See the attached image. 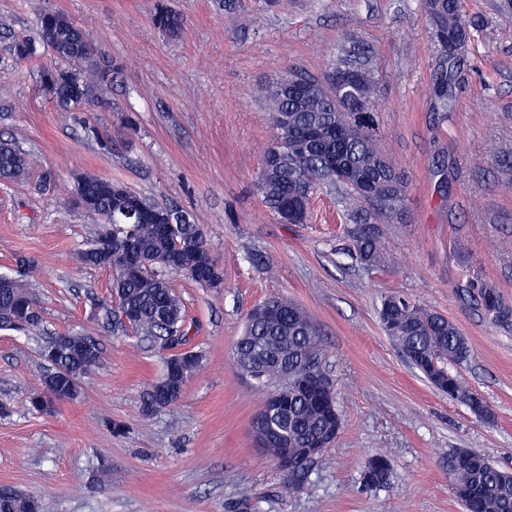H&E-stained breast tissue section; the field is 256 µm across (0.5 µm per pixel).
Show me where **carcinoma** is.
Here are the masks:
<instances>
[{"instance_id":"carcinoma-1","label":"carcinoma","mask_w":512,"mask_h":512,"mask_svg":"<svg viewBox=\"0 0 512 512\" xmlns=\"http://www.w3.org/2000/svg\"><path fill=\"white\" fill-rule=\"evenodd\" d=\"M424 11L429 36L437 47L432 64L433 111L449 112L456 104L454 89L465 57V52L456 51L453 45L468 47L473 26L463 19L460 0H424ZM152 23L176 37L186 19L158 4ZM39 34L57 59L56 65L38 71V82L54 107L69 111L107 105L103 92L120 81L123 66L104 59L88 33L62 13L41 14ZM6 49L18 60H27L36 52L31 41L18 36L9 37ZM337 73L347 75V82L340 87L331 85L326 92L318 80L294 71L265 88L274 139L264 153L256 188L263 204L278 219L294 211L293 223L303 224L315 185L343 187L349 195L351 220L356 224L352 235L356 256L366 265L382 264L387 261V253L381 236L369 233L365 226L402 223L408 183L378 143L377 115L372 109L377 90L373 70L365 63L344 62L327 77ZM312 127L322 129L325 138L303 155L288 154L290 140ZM332 153L340 154L373 184L376 202L369 213H364L367 201L358 181L340 180L328 172L325 158ZM37 168V161L21 151L14 140L0 139V181L24 182L36 173L45 184L58 181L56 174L49 170L39 173ZM70 193L88 197L90 205L84 212L99 219L103 226L94 242L78 255L80 262L96 267L103 266L100 250L111 258L106 265L112 270L111 299L101 304L103 318L112 319L114 304L119 309L132 308L135 319L131 327L145 338L161 339L172 346L186 342L182 302L158 270L166 269L162 261L175 255L181 260L176 271L211 288L223 284V271L206 246L201 225L96 173L73 175ZM131 204L157 211L176 228L166 233L159 224L136 223L129 212ZM33 266V259L21 256L17 259L18 276L0 282V330L31 331L42 323L41 298L22 282ZM267 302L277 314L268 320L248 316L233 348L234 361L259 382H281L277 393L288 396L289 434L307 447L329 448L342 428V420H336V431L328 433L330 417L326 409L303 392L292 390L290 381L312 370L326 375L319 330L312 317L293 301L278 296ZM478 305L494 322L506 324L512 318V309L504 305L499 290L491 283L484 282L478 288ZM379 316L385 333L436 390L472 405V410L482 412L488 421L494 418L491 407L470 393L459 376L449 370L451 365L468 362L473 352L455 323L398 294L382 299ZM42 356L48 369L28 398L29 409L36 412L44 411L56 399L75 398L81 378L100 364L102 351L89 333L75 332L51 337ZM198 364L196 354L183 363L168 360L163 377L145 394L144 409L156 413L175 403L184 392V374H192ZM315 463L314 459L299 462L288 483L301 486ZM389 475V459L377 455L367 464L365 485L381 487ZM448 479L463 512H512V472L494 465L485 455L467 448L452 449L448 453ZM33 508L41 509L37 500L9 485H0V512H31Z\"/></svg>"}]
</instances>
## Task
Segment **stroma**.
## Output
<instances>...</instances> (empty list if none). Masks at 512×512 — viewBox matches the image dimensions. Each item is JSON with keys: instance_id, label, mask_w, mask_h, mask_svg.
<instances>
[{"instance_id": "obj_1", "label": "stroma", "mask_w": 512, "mask_h": 512, "mask_svg": "<svg viewBox=\"0 0 512 512\" xmlns=\"http://www.w3.org/2000/svg\"><path fill=\"white\" fill-rule=\"evenodd\" d=\"M498 2L462 0L476 30L444 117L430 109L436 47L423 0H0V18L37 45L26 61L0 47V137L60 180L96 173L186 214L224 270L219 288L168 274L184 306L183 349L200 361L176 403L146 413L143 395L174 351L102 322L112 273L77 260L99 221L61 188L0 184V276L14 275L17 256L34 259L27 281L44 307L39 329L0 330V485L42 512H462L448 487L450 450L512 469V324L492 322L465 293L490 282L512 305V193L500 188L512 179V40L500 37L512 12ZM159 3L186 17L179 36L154 27ZM46 11L67 15L124 68L91 124L54 109L37 86V69L55 63L39 43ZM347 51L376 70L379 136L408 181L407 221L381 225L389 261L377 267L349 250L343 188L317 187L308 223L283 224L254 185L273 138L265 86L292 69L324 79ZM388 293L467 336L473 356L458 373L493 421L410 366L379 322ZM271 296L317 322L343 418L298 489L251 435L274 385L245 378L232 355L248 312ZM86 330L103 359L77 398L29 411L47 337ZM380 454L389 480L366 488V462Z\"/></svg>"}]
</instances>
